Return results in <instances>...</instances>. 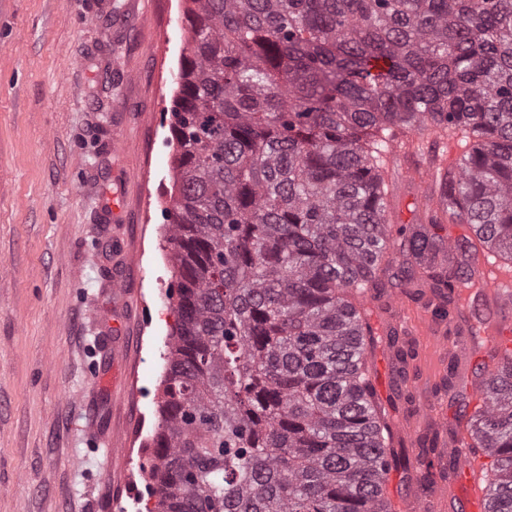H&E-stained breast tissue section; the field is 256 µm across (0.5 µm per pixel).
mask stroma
<instances>
[{
	"mask_svg": "<svg viewBox=\"0 0 512 512\" xmlns=\"http://www.w3.org/2000/svg\"><path fill=\"white\" fill-rule=\"evenodd\" d=\"M183 0H0V512H145L176 279L162 212ZM386 166L389 215L425 224ZM122 276V335L112 278Z\"/></svg>",
	"mask_w": 512,
	"mask_h": 512,
	"instance_id": "obj_1",
	"label": "stroma"
}]
</instances>
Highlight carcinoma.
Segmentation results:
<instances>
[{
    "label": "carcinoma",
    "mask_w": 512,
    "mask_h": 512,
    "mask_svg": "<svg viewBox=\"0 0 512 512\" xmlns=\"http://www.w3.org/2000/svg\"><path fill=\"white\" fill-rule=\"evenodd\" d=\"M170 109L177 195L165 209L177 281L146 512H391L387 413L352 356L408 246L458 306L463 264L431 228L512 263V0H188ZM448 135L431 224L397 225L384 174L395 141ZM471 432L512 512V371L492 372ZM437 436L419 438L417 460Z\"/></svg>",
    "instance_id": "cac0c4a2"
}]
</instances>
